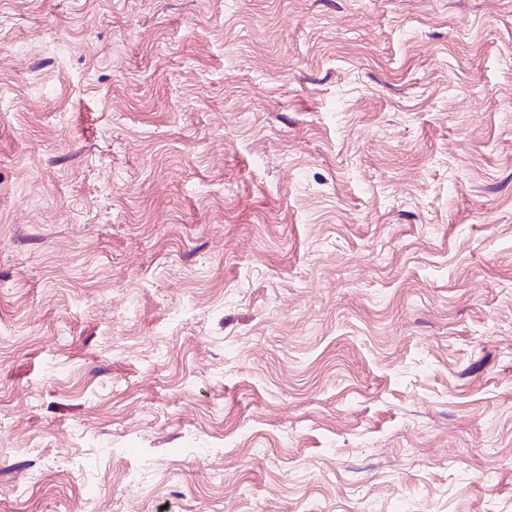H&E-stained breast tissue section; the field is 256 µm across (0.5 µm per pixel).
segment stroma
Here are the masks:
<instances>
[{"instance_id":"1","label":"stroma","mask_w":512,"mask_h":512,"mask_svg":"<svg viewBox=\"0 0 512 512\" xmlns=\"http://www.w3.org/2000/svg\"><path fill=\"white\" fill-rule=\"evenodd\" d=\"M0 512H512V0H0Z\"/></svg>"}]
</instances>
